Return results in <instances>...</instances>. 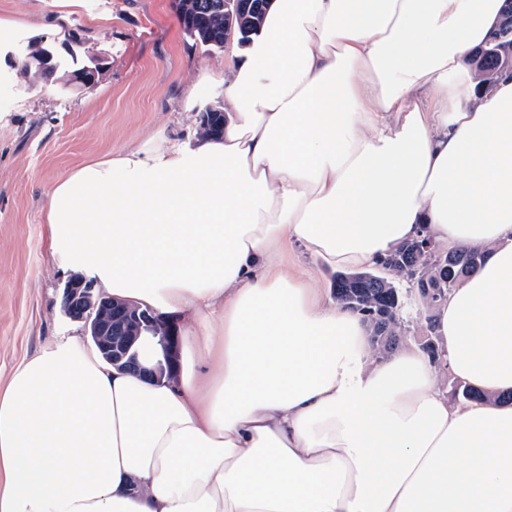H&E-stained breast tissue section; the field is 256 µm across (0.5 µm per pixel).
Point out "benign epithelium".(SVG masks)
Instances as JSON below:
<instances>
[{
  "label": "benign epithelium",
  "instance_id": "7a95c632",
  "mask_svg": "<svg viewBox=\"0 0 512 512\" xmlns=\"http://www.w3.org/2000/svg\"><path fill=\"white\" fill-rule=\"evenodd\" d=\"M246 0H214L210 7L224 12V43L232 44L235 22L239 20ZM242 42H249L251 33L241 25ZM471 66L487 78L483 90L488 92L498 76L507 71L512 75V0H504L497 29L490 35L488 47L480 48L471 58ZM438 255L432 238L420 236L407 243L401 256L384 259L387 265H400L406 280L417 290L424 304L443 300L444 289L431 288L425 282L420 267L412 257ZM63 307L73 319L90 320L97 313L91 331L95 341L112 362L123 364L145 378L159 379L163 372L174 376L178 364L179 329L177 319L161 316L151 308L131 307L95 292L92 282L80 278L71 281L64 292Z\"/></svg>",
  "mask_w": 512,
  "mask_h": 512
}]
</instances>
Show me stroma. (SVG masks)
<instances>
[{
    "label": "stroma",
    "mask_w": 512,
    "mask_h": 512,
    "mask_svg": "<svg viewBox=\"0 0 512 512\" xmlns=\"http://www.w3.org/2000/svg\"><path fill=\"white\" fill-rule=\"evenodd\" d=\"M0 390L46 344L88 338L62 307L75 271L53 255L48 191L62 175L130 145L161 137L196 141L201 114L224 96V50L188 34L174 0H0ZM58 67L51 82L24 76L32 44ZM95 68L93 85L72 70ZM400 345L421 347L430 310L407 282Z\"/></svg>",
    "instance_id": "35a3bbf8"
}]
</instances>
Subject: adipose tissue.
<instances>
[{"label":"adipose tissue","instance_id":"adipose-tissue-1","mask_svg":"<svg viewBox=\"0 0 512 512\" xmlns=\"http://www.w3.org/2000/svg\"><path fill=\"white\" fill-rule=\"evenodd\" d=\"M501 0H272L224 60L221 138L58 178L49 237L104 295L191 313L174 379L78 338L0 394V512H512V76L468 66ZM429 228L484 263L438 363L371 354L289 258L363 266ZM450 369L487 402L450 403Z\"/></svg>","mask_w":512,"mask_h":512}]
</instances>
